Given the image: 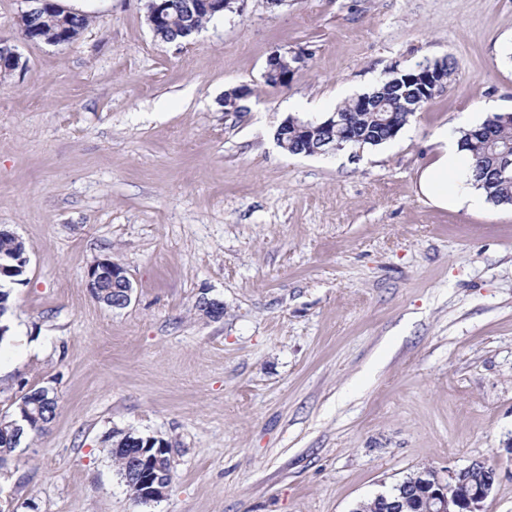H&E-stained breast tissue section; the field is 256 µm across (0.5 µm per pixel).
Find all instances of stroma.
Returning <instances> with one entry per match:
<instances>
[{
  "label": "stroma",
  "instance_id": "1",
  "mask_svg": "<svg viewBox=\"0 0 512 512\" xmlns=\"http://www.w3.org/2000/svg\"><path fill=\"white\" fill-rule=\"evenodd\" d=\"M75 41L25 40L0 0V230L30 244L0 342V415L39 387L57 415L0 465V512H353L419 468L487 461L512 512V207L438 208L420 172L512 112V0H287L157 41L146 0H63ZM294 61L284 88L263 73ZM453 58L390 143L292 155L389 71ZM250 89L247 112L224 92ZM109 258L133 284L86 287ZM224 304L204 318L200 295ZM170 444L167 499L137 503L112 431ZM293 117H288V132L282 127V123L276 128L274 138L281 148L288 151L293 155L311 156L313 149L319 147V142L322 140L324 134H328L329 130L336 127L339 121H336V114L330 116L321 124L304 121L295 118L296 123H293ZM294 124V125H293ZM321 127H318V126ZM322 129L326 130L323 131ZM115 264L107 258L101 259L93 264L87 273V288H100V292L95 294V298L105 306L110 308H124L131 302L133 285L126 276L124 269L116 267ZM116 265L120 266L118 264ZM110 283L111 288H108ZM116 283L120 284V288L115 287ZM113 292H121L116 300Z\"/></svg>",
  "mask_w": 512,
  "mask_h": 512
}]
</instances>
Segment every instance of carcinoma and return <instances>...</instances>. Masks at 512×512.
Masks as SVG:
<instances>
[{"instance_id": "carcinoma-1", "label": "carcinoma", "mask_w": 512, "mask_h": 512, "mask_svg": "<svg viewBox=\"0 0 512 512\" xmlns=\"http://www.w3.org/2000/svg\"><path fill=\"white\" fill-rule=\"evenodd\" d=\"M169 4L164 21L152 29L153 35L163 43L183 40L184 33L191 27L200 28L214 18L204 12L188 14L184 10L185 0H166ZM54 13L46 8L36 16L24 34L34 42L57 44L77 39L89 24L87 15L75 12L65 23L54 22ZM419 88L407 82L405 75L392 73L372 90L365 92L336 109L343 126L333 133L336 149L350 147L378 146L394 138L408 123L415 113L413 98ZM366 105H361V99ZM245 95L236 88L224 92V110L239 114L247 111L241 104ZM325 131L318 123L304 120H288V127L276 128L274 138L281 148L293 155L310 156L313 149L322 140ZM461 146L472 157V176L486 194L487 201L495 206H512V166L505 172L497 167L498 158L507 153L512 155V122L502 119V114L494 113L471 129L462 131ZM17 240L7 231L0 232V260L16 263ZM58 406L57 397L49 393L36 410V405L29 401V395L20 399L12 415L0 418V463H4L18 447L21 438L29 433H39L52 422ZM133 452L131 448H109V454L118 474L124 482L133 480V473L127 457ZM433 470L423 468L397 483L391 493L402 502V512H418L421 494L424 489L412 485L415 478L428 479Z\"/></svg>"}]
</instances>
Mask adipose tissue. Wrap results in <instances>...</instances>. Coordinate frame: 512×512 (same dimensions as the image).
Masks as SVG:
<instances>
[{"instance_id": "obj_1", "label": "adipose tissue", "mask_w": 512, "mask_h": 512, "mask_svg": "<svg viewBox=\"0 0 512 512\" xmlns=\"http://www.w3.org/2000/svg\"><path fill=\"white\" fill-rule=\"evenodd\" d=\"M438 156L421 173L419 189L434 206H455L470 209L480 207L485 193L475 184L469 154L459 143L449 141L440 134Z\"/></svg>"}]
</instances>
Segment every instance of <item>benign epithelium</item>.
I'll return each instance as SVG.
<instances>
[{"label":"benign epithelium","mask_w":512,"mask_h":512,"mask_svg":"<svg viewBox=\"0 0 512 512\" xmlns=\"http://www.w3.org/2000/svg\"><path fill=\"white\" fill-rule=\"evenodd\" d=\"M245 0H190V6L210 13L243 11ZM413 79L419 82L427 94H435L447 87L445 79L427 68L415 70ZM120 284L112 289L118 298L112 300V307L124 308L131 302L133 285L123 268L115 266L108 259L93 264L87 273V288H106L111 284ZM128 447L138 448L140 452L131 454L132 466L138 471L137 488L141 498L147 501H160L168 496L170 486L155 478L151 470L153 459L146 456L143 449L151 447L153 441L142 438H129ZM451 478L460 481L447 485L438 476H433L430 487L422 499V512H482V504L491 494L497 481V472L482 460H473L467 466L448 472Z\"/></svg>","instance_id":"7a95c632"}]
</instances>
